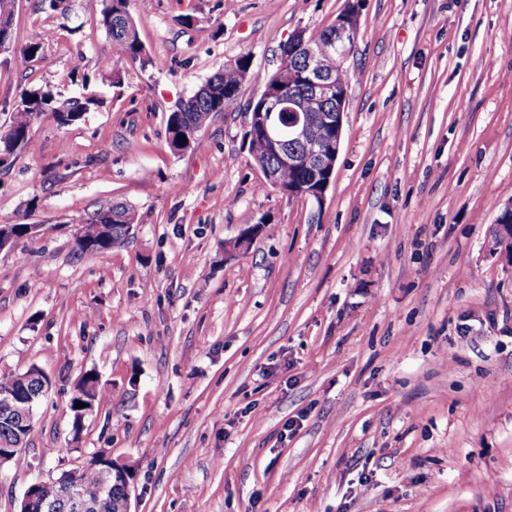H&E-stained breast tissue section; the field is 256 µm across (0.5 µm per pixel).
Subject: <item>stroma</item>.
Wrapping results in <instances>:
<instances>
[{
  "label": "stroma",
  "instance_id": "1",
  "mask_svg": "<svg viewBox=\"0 0 512 512\" xmlns=\"http://www.w3.org/2000/svg\"><path fill=\"white\" fill-rule=\"evenodd\" d=\"M101 8L17 0L0 53L2 127L34 86L101 100L45 114L0 170V224L38 227L0 251V373L51 380L0 512L98 451L136 468L132 512H512V270L489 233L512 201V0H130L147 69ZM349 10L335 177L319 203L261 189L248 104L280 42ZM244 55L236 108L171 151L170 112ZM117 203L128 240L75 255ZM99 379L95 371L85 372L76 382L74 392L70 400L72 413V430L74 435H80L85 417L92 413L99 402ZM76 402L87 404V407L75 408Z\"/></svg>",
  "mask_w": 512,
  "mask_h": 512
}]
</instances>
